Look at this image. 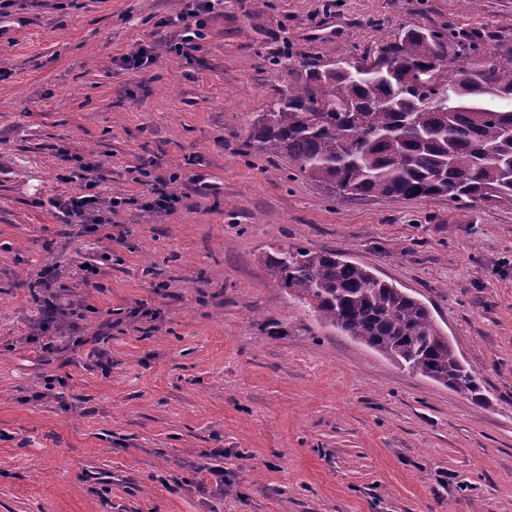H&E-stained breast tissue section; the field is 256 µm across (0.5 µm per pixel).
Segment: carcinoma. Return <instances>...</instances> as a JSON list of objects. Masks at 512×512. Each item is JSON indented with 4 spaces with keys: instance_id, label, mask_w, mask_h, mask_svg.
Listing matches in <instances>:
<instances>
[{
    "instance_id": "1",
    "label": "carcinoma",
    "mask_w": 512,
    "mask_h": 512,
    "mask_svg": "<svg viewBox=\"0 0 512 512\" xmlns=\"http://www.w3.org/2000/svg\"><path fill=\"white\" fill-rule=\"evenodd\" d=\"M451 26L407 28L376 51L288 69L295 83L251 122L246 145L288 159L342 200L443 197L512 206V48ZM448 58V71L436 62ZM426 68V82L413 71ZM264 262L324 325L479 403L480 386L428 306L334 251L287 246Z\"/></svg>"
}]
</instances>
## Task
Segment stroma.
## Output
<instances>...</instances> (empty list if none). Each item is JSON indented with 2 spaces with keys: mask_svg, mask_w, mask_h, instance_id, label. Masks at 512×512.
<instances>
[{
  "mask_svg": "<svg viewBox=\"0 0 512 512\" xmlns=\"http://www.w3.org/2000/svg\"><path fill=\"white\" fill-rule=\"evenodd\" d=\"M193 3L0 6V512H512V206L343 201L243 147L293 79L264 58L414 25L511 45L512 0H213L186 60ZM63 141L128 197L109 232L50 206L81 188ZM139 165L181 204L145 210ZM287 245L424 301L482 405L324 326L262 260ZM50 294L82 318L48 353ZM210 1H203L196 6V9L177 15L172 24H179L178 42L174 45V52L177 56L188 59L200 48L198 40L203 38L204 22L201 16L211 8Z\"/></svg>",
  "mask_w": 512,
  "mask_h": 512,
  "instance_id": "1",
  "label": "stroma"
}]
</instances>
